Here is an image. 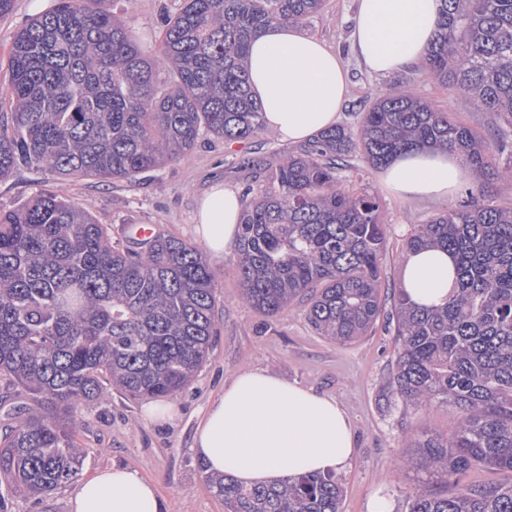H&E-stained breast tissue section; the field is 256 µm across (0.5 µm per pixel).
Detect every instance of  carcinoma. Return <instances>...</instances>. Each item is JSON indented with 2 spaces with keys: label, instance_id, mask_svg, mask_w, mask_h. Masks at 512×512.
Instances as JSON below:
<instances>
[{
  "label": "carcinoma",
  "instance_id": "obj_1",
  "mask_svg": "<svg viewBox=\"0 0 512 512\" xmlns=\"http://www.w3.org/2000/svg\"><path fill=\"white\" fill-rule=\"evenodd\" d=\"M89 0H54L15 35L0 101V179L28 164L52 175L131 182L179 161L203 134L226 141L264 131L246 58L253 38L300 25L325 0H181L160 54ZM424 67L479 112L512 118V0H442ZM418 146L455 153L473 175L462 204L413 225L405 252L446 251L448 298L418 306L403 292L389 323L399 344L383 400L422 410L444 404L447 435H425L397 471L454 479L453 494L425 481L409 512H512V484L465 485L476 466L512 471V207L488 188L512 189V139L489 140L408 85L377 94L357 132L337 126L268 169L247 189L236 260L241 301L272 318L304 305L314 331L351 344L382 312L388 228L375 198L343 185L359 152L383 167ZM507 155L506 164L498 162ZM217 275L192 243L160 228L147 242L110 228L89 208L41 191L0 210V377L37 402L0 432V484L29 498L75 482L81 460L71 415L106 394L177 395L208 360ZM209 488L224 512H341L334 474Z\"/></svg>",
  "mask_w": 512,
  "mask_h": 512
}]
</instances>
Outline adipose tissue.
<instances>
[{"mask_svg": "<svg viewBox=\"0 0 512 512\" xmlns=\"http://www.w3.org/2000/svg\"><path fill=\"white\" fill-rule=\"evenodd\" d=\"M442 0H357L352 51L375 74H389L426 56L438 29ZM249 82L266 127L300 142L335 126L349 90L343 59L325 42L291 24L274 25L253 39ZM466 173L450 152L418 148L393 157L381 170L382 188L401 198L445 199ZM241 199L215 184L198 208L196 231L215 256L238 244ZM454 278L442 250L407 254L402 286L416 304H441ZM192 451L209 473L229 474L247 486L270 485L305 473H333L355 453L347 413L334 398L266 369L236 373L208 401ZM69 512H170L137 469L112 465L80 482Z\"/></svg>", "mask_w": 512, "mask_h": 512, "instance_id": "1", "label": "adipose tissue"}]
</instances>
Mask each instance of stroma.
I'll return each mask as SVG.
<instances>
[{"instance_id": "obj_1", "label": "stroma", "mask_w": 512, "mask_h": 512, "mask_svg": "<svg viewBox=\"0 0 512 512\" xmlns=\"http://www.w3.org/2000/svg\"><path fill=\"white\" fill-rule=\"evenodd\" d=\"M52 0H14L9 14L0 17V83L7 82V58L16 32ZM179 0H102L101 7L136 32L151 52H158L164 20L174 13ZM355 0H326L325 7L304 24V31L321 38L342 54H349L350 18ZM350 94L339 122L356 128L371 94L409 79L417 93L432 105L454 112L463 123L486 137L506 128L503 118L474 110L452 96L422 65L416 64L384 77L368 73L357 61L349 63ZM292 143L271 131L240 141L202 136L195 148L179 161L142 174L134 182H100L88 178H59L21 167L0 179V210L11 209L42 189L60 192L87 205L98 223L108 225L113 237H121L127 224L162 225L177 237L198 242L196 214L201 198L215 183L244 192L265 186L268 167L280 155L294 151ZM379 168L351 155L344 173L345 185L374 196L389 226L383 263L385 298H392L402 278L405 258L403 238L412 225L429 222L457 202L445 199H401L385 192L378 181ZM235 253L209 257L218 275L215 308L216 335L207 362L184 392L174 396L177 417L166 423L142 416V404L116 390L94 405L76 410L75 442L83 452L81 477L97 469L122 464L138 469L151 480L170 506V512H224L223 500L209 490L202 464L190 443L206 402L224 388L236 373L264 368L288 381L334 397L349 415L356 438L355 454L339 471L343 488L342 512H374L386 504L388 512H408L409 495L421 474L399 472L394 457L407 451L422 434H444L450 417L437 405L423 411L403 406L386 407L384 382L396 360L397 341L386 318H379L372 333L338 345L318 336L309 325L303 306L295 305L274 318H266L240 298ZM74 485H66L40 503L0 488V512H69Z\"/></svg>"}]
</instances>
